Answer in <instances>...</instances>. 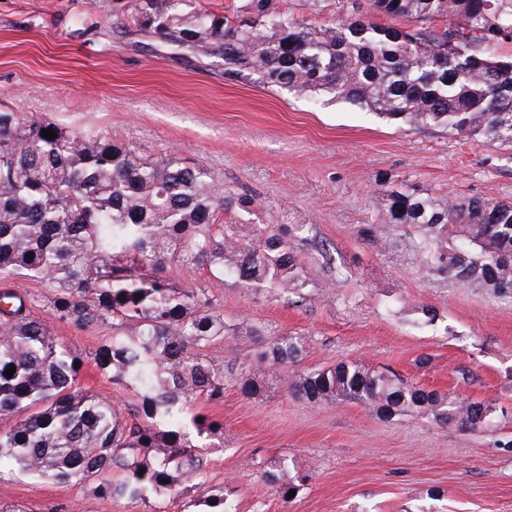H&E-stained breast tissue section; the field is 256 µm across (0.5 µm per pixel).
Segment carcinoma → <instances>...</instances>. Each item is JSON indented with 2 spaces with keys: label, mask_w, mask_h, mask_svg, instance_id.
Listing matches in <instances>:
<instances>
[{
  "label": "carcinoma",
  "mask_w": 512,
  "mask_h": 512,
  "mask_svg": "<svg viewBox=\"0 0 512 512\" xmlns=\"http://www.w3.org/2000/svg\"><path fill=\"white\" fill-rule=\"evenodd\" d=\"M317 26L248 0L227 16L196 0H135L139 31L223 62L224 73L295 94L366 108L416 129L443 128L512 143V62L480 51L512 42V0H338ZM442 21L407 31L365 17ZM50 129L49 140L41 130ZM224 195L204 166L158 159L45 117L0 112V470L95 484L110 498L179 496L202 475L201 449L224 423L193 407L251 398L269 384L312 406L355 402L392 420L427 417L495 432L496 406L427 390L360 360L300 369L309 337L278 336L231 366L211 356L226 336L262 335L229 321L214 289L295 295L307 287L299 224H226ZM387 221L412 224L406 245L429 272L507 295L512 203L387 192ZM205 280L186 288L187 273ZM43 288L31 293L18 281ZM54 322L101 333L92 361L124 391L122 407L81 385L85 360L58 343ZM14 367L13 376L6 370ZM264 471L286 502L309 475L286 460Z\"/></svg>",
  "instance_id": "obj_1"
}]
</instances>
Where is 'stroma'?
Instances as JSON below:
<instances>
[{
  "label": "stroma",
  "mask_w": 512,
  "mask_h": 512,
  "mask_svg": "<svg viewBox=\"0 0 512 512\" xmlns=\"http://www.w3.org/2000/svg\"><path fill=\"white\" fill-rule=\"evenodd\" d=\"M132 0H0V112L129 143L146 157L173 154L207 167L223 190L225 221L302 224L309 286L301 296L253 295L226 279L217 294L230 319L266 339H312L302 368L359 359L430 389L484 399L497 436L422 417L392 421L356 403L310 407L279 387L260 398L227 385L204 413L224 423L207 449L201 483L179 497L99 496L16 471L0 473V505L20 512H206L201 488L232 512H512V297L421 269L386 221L385 190L512 202V143L415 129L344 102L257 86L213 58L169 54L115 28ZM257 206L243 215L239 201ZM380 225L381 233L366 229ZM434 307L418 323L403 299ZM85 359L83 386L119 390L90 359L97 333L54 327ZM283 457L311 478L283 501L262 476Z\"/></svg>",
  "instance_id": "1"
}]
</instances>
